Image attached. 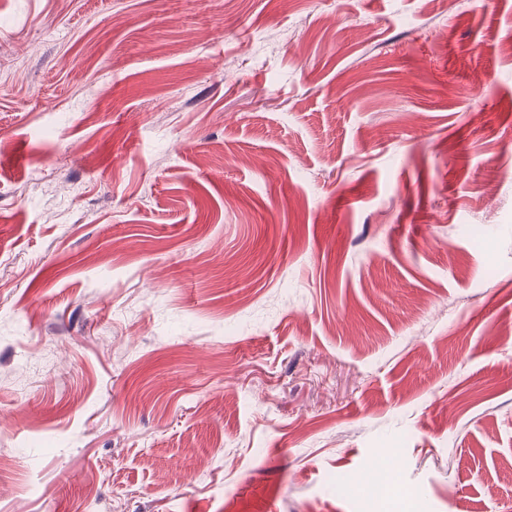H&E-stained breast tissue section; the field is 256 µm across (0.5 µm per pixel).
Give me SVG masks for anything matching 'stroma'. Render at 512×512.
Returning a JSON list of instances; mask_svg holds the SVG:
<instances>
[{
	"instance_id": "stroma-1",
	"label": "stroma",
	"mask_w": 512,
	"mask_h": 512,
	"mask_svg": "<svg viewBox=\"0 0 512 512\" xmlns=\"http://www.w3.org/2000/svg\"><path fill=\"white\" fill-rule=\"evenodd\" d=\"M511 326L512 0H0V512H512Z\"/></svg>"
}]
</instances>
